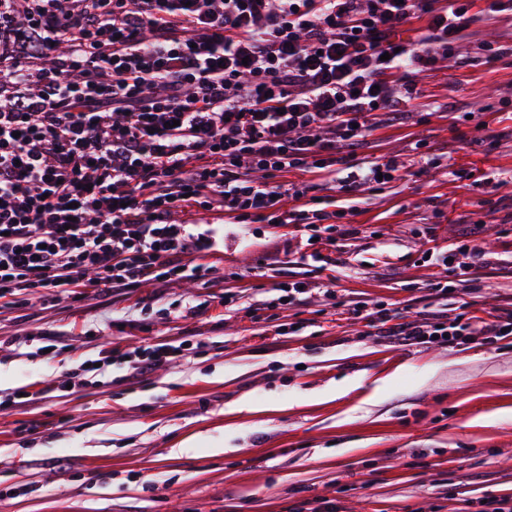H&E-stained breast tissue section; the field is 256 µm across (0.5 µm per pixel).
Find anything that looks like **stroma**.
<instances>
[{
    "label": "stroma",
    "instance_id": "35a3bbf8",
    "mask_svg": "<svg viewBox=\"0 0 512 512\" xmlns=\"http://www.w3.org/2000/svg\"><path fill=\"white\" fill-rule=\"evenodd\" d=\"M409 118L376 129L360 160H407L416 142L441 155L357 195L316 190L327 210L350 209L354 238L319 269L302 261L297 228L224 225L207 285L145 284L85 301L31 298L0 307V512H291L306 499L340 512H465L512 497V344L429 348L364 338L336 317L340 301L391 303L455 318L512 305V11L475 20L434 69ZM451 248L474 235L490 264L458 255L457 300L430 299L448 272L426 262L422 235ZM308 283L297 308L281 288ZM241 292L224 308V290ZM191 297L197 314L182 312ZM262 303L253 322L246 305ZM304 320L303 331L276 327ZM61 343L39 355L44 334ZM204 344L147 375L104 367L73 373L104 343L149 345L181 336ZM78 383L49 394V380ZM247 401L251 410L238 411Z\"/></svg>",
    "mask_w": 512,
    "mask_h": 512
}]
</instances>
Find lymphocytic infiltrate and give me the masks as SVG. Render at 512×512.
Listing matches in <instances>:
<instances>
[{"label": "lymphocytic infiltrate", "mask_w": 512, "mask_h": 512, "mask_svg": "<svg viewBox=\"0 0 512 512\" xmlns=\"http://www.w3.org/2000/svg\"><path fill=\"white\" fill-rule=\"evenodd\" d=\"M27 38L0 49V300L38 289L81 301L146 282L208 283L214 244L175 214L202 210L303 228L308 258L359 230L343 212L308 209L294 170L349 190L394 179L396 160L349 170L378 112L400 116L468 0H24ZM65 59L55 60L58 45ZM297 200L296 208L283 205ZM343 316L366 333L416 345L497 347L512 310L454 319L366 304ZM193 337L104 348L102 365L148 373Z\"/></svg>", "instance_id": "f902f5d3"}]
</instances>
